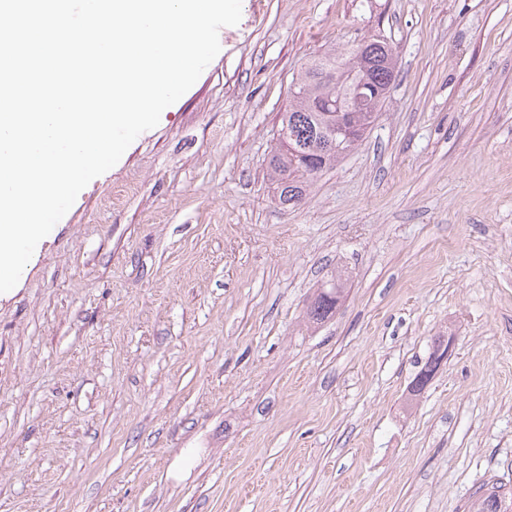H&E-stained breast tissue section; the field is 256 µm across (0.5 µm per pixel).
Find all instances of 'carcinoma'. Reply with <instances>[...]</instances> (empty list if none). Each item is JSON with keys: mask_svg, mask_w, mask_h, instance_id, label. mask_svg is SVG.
Instances as JSON below:
<instances>
[{"mask_svg": "<svg viewBox=\"0 0 512 512\" xmlns=\"http://www.w3.org/2000/svg\"><path fill=\"white\" fill-rule=\"evenodd\" d=\"M398 56L387 47L361 39L340 53L324 52L307 60L295 90L289 91L288 106L279 115L277 131L297 148L319 146L328 136L336 135V75L364 73L381 90L372 101L371 111L354 113L355 123L367 132L374 125L398 73ZM336 152H312L310 161L319 166V172L336 165ZM314 175L306 170V161L287 151L274 149L269 160V180L276 199L282 205H298ZM342 277L331 276L311 303L307 316L312 322H322L335 311L343 297ZM469 512H512V495L507 497L500 488L491 485L475 493Z\"/></svg>", "mask_w": 512, "mask_h": 512, "instance_id": "cac0c4a2", "label": "carcinoma"}]
</instances>
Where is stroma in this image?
Segmentation results:
<instances>
[{
    "mask_svg": "<svg viewBox=\"0 0 512 512\" xmlns=\"http://www.w3.org/2000/svg\"><path fill=\"white\" fill-rule=\"evenodd\" d=\"M370 35L400 62L379 118L279 204L292 79ZM220 46L0 293V512H467L511 490L512 0H242ZM334 272L344 297L309 322ZM476 498L471 502L469 512H511L512 495L508 497V504L505 503V494L500 492V487L495 485L481 487L475 493Z\"/></svg>",
    "mask_w": 512,
    "mask_h": 512,
    "instance_id": "stroma-1",
    "label": "stroma"
}]
</instances>
